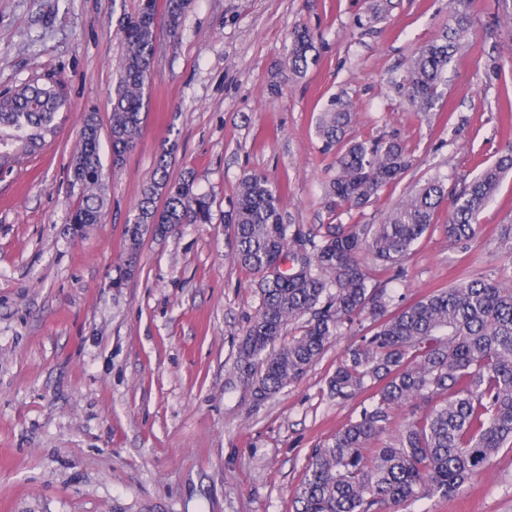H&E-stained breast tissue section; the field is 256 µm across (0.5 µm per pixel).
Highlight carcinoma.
Instances as JSON below:
<instances>
[{"instance_id": "cac0c4a2", "label": "carcinoma", "mask_w": 512, "mask_h": 512, "mask_svg": "<svg viewBox=\"0 0 512 512\" xmlns=\"http://www.w3.org/2000/svg\"><path fill=\"white\" fill-rule=\"evenodd\" d=\"M474 0H448L451 24L441 38L417 49L389 86L411 112H428L448 82V67L462 48ZM192 0H166L169 32L178 34ZM157 0H140L121 19L126 47L110 100V150L134 147L143 132L144 97L156 49ZM317 61L314 36L291 33L288 73L303 77ZM67 104L61 88L33 82L0 92V169L33 155L56 132L55 116ZM352 121L340 98L317 118L324 151L334 153L337 174L325 188L336 212L361 209L410 166L396 139L346 138ZM97 114L85 115L72 168L80 201L70 223L98 224L106 198ZM168 152L157 178L144 187L128 219L131 272L146 234L174 224H209L211 198L188 179L173 181ZM512 171V147L460 191L437 175L395 203L382 224H327L316 233L288 223L279 189L260 174L239 182L230 223L238 263L260 275V303L238 346L251 375L256 402L299 380L321 357L341 327L359 331L364 316L374 329L358 337L327 382L332 398L368 394L358 417L317 446L297 492L296 512H406L427 497H446L482 470L503 448H512V285L463 276L443 289L391 309L393 298L374 282L358 255L377 267L399 265L448 206V239L468 244L479 216ZM164 199L163 206L157 205ZM302 321L299 335L282 331ZM410 408L412 421L393 432V412Z\"/></svg>"}]
</instances>
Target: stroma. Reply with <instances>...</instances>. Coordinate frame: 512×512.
Here are the masks:
<instances>
[{
    "mask_svg": "<svg viewBox=\"0 0 512 512\" xmlns=\"http://www.w3.org/2000/svg\"><path fill=\"white\" fill-rule=\"evenodd\" d=\"M139 0H0V90L60 83L68 107L37 154L0 171V512H295L308 458L362 407L327 381L342 335L297 382L255 403L238 344L260 296L224 221L244 175H267L291 223L378 224L436 174L459 185L512 144V21L475 0L464 49L431 112L389 91L417 47L448 28V0H193L178 36L159 26L143 134L122 164L103 155L102 223L74 232L68 170L86 112L108 128L125 45L120 19ZM379 19H372V12ZM319 61L288 76L295 27ZM349 101V136L395 137L411 166L360 210L336 215L335 176L316 121ZM173 180L213 200L208 224L145 236L126 272V220L158 157ZM447 209L398 268L377 272L411 302L460 275L512 279L497 228L512 221V174L451 244ZM414 512H512V450L448 497Z\"/></svg>",
    "mask_w": 512,
    "mask_h": 512,
    "instance_id": "stroma-1",
    "label": "stroma"
}]
</instances>
